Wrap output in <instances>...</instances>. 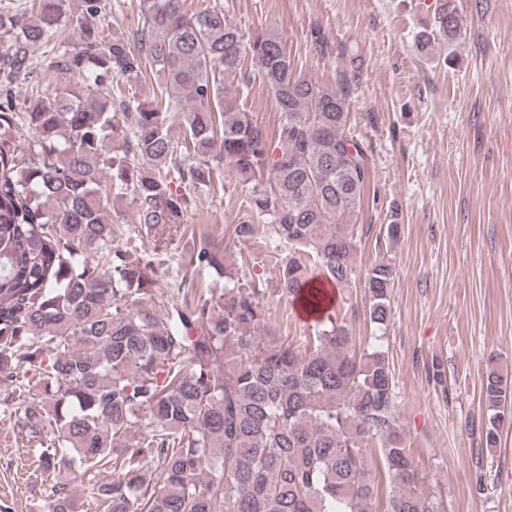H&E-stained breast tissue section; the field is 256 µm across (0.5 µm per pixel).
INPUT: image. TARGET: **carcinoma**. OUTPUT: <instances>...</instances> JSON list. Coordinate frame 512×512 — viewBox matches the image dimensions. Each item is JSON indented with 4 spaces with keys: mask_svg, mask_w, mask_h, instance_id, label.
I'll return each instance as SVG.
<instances>
[{
    "mask_svg": "<svg viewBox=\"0 0 512 512\" xmlns=\"http://www.w3.org/2000/svg\"><path fill=\"white\" fill-rule=\"evenodd\" d=\"M65 4L28 0L23 23L0 12V384L41 462L45 512H76L62 460L109 475L91 485L102 512H374V444L388 512H445L395 417L386 351L356 352L318 284L362 283L386 330L395 266L357 264L373 147L348 126L355 78L329 90L297 73L280 36L245 35L217 0L194 12L139 0L130 36L104 33L112 0ZM66 19L76 46L37 59ZM461 33L455 0H441L419 44ZM43 72L72 81L53 88ZM149 73L151 100L113 93ZM252 73L281 115L275 143L231 89ZM226 165L249 215L224 240L184 215L224 190ZM144 236L152 249L132 256ZM252 241L276 255L281 296L320 314L302 349L271 328L261 279L229 264ZM481 394L490 453L512 426L496 359ZM371 458L373 477H375L377 486L374 510L375 512H387L389 498L392 494V486L389 484L384 474L377 444L375 445V448H373Z\"/></svg>",
    "mask_w": 512,
    "mask_h": 512,
    "instance_id": "1",
    "label": "carcinoma"
}]
</instances>
